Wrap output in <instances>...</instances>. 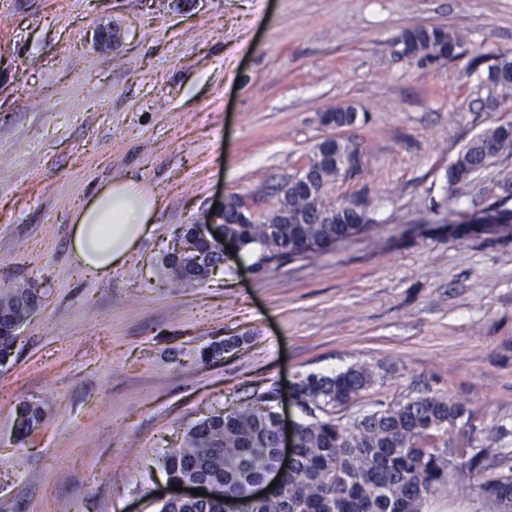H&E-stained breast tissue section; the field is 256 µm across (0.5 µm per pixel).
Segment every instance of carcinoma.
I'll return each instance as SVG.
<instances>
[{"instance_id": "obj_1", "label": "carcinoma", "mask_w": 512, "mask_h": 512, "mask_svg": "<svg viewBox=\"0 0 512 512\" xmlns=\"http://www.w3.org/2000/svg\"><path fill=\"white\" fill-rule=\"evenodd\" d=\"M401 44L422 63L450 62L466 54L464 42L439 27L405 31ZM486 81L512 95V59L501 58L483 70ZM327 123L350 127L360 120L350 107L326 111ZM512 154V122L491 127L468 142L448 165V187L468 184L502 155ZM331 157L313 151L308 170L312 181L330 185L354 175L357 168H333ZM278 204L288 205V223L226 224L225 235L238 249L258 252L256 270L293 257L321 253L369 227L365 203L323 204L296 187H280ZM507 199L484 209L488 224H470L464 233H512V209ZM207 273L198 269L175 275L172 284H202ZM41 301L22 284L0 293V360L12 352L13 325L36 312ZM383 374L369 365H353L334 374L310 373L296 383L299 408L307 420L297 424L293 469L280 486L262 501L249 498V486L263 478L275 459L277 435L269 395L255 404L216 411L192 425L182 446L163 454L167 481L195 480L210 485L213 497L167 501L159 512H225V499L236 500L232 512H421L426 500L450 476L465 474L471 487L498 512H512V450L492 455L464 448L458 467L448 463V448L438 442L448 428L468 425L472 412L452 397L423 393L404 402L379 408L340 422L336 409L372 388ZM38 403H25L18 412V433L26 438L42 424Z\"/></svg>"}]
</instances>
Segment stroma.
<instances>
[{
    "instance_id": "obj_1",
    "label": "stroma",
    "mask_w": 512,
    "mask_h": 512,
    "mask_svg": "<svg viewBox=\"0 0 512 512\" xmlns=\"http://www.w3.org/2000/svg\"><path fill=\"white\" fill-rule=\"evenodd\" d=\"M415 27L462 36L466 57L422 67ZM512 59V0H0V290L46 292L0 363V512H159L158 464L208 412L354 364L388 374L342 422L430 390L468 402L477 448H512V236L448 230L499 197L512 157L449 187L472 138L512 117L472 57ZM353 107L355 126L321 112ZM360 168L334 203L372 225L257 273L224 263L172 289L180 227L231 194L260 214L323 138ZM150 187L154 225L112 274L71 258V215L112 179ZM233 338L204 363L200 350ZM45 416L27 439L22 403ZM503 433H495V426ZM422 512H490L465 478Z\"/></svg>"
}]
</instances>
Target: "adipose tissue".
I'll return each mask as SVG.
<instances>
[{"label": "adipose tissue", "instance_id": "ef3b65f1", "mask_svg": "<svg viewBox=\"0 0 512 512\" xmlns=\"http://www.w3.org/2000/svg\"><path fill=\"white\" fill-rule=\"evenodd\" d=\"M158 205L157 196L134 181L115 179L101 186L72 215L76 263L98 273L119 267L150 230Z\"/></svg>", "mask_w": 512, "mask_h": 512}]
</instances>
